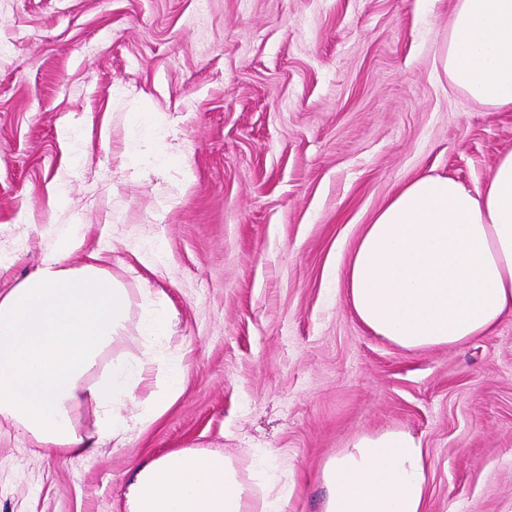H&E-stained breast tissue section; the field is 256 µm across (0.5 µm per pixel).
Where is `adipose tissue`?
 <instances>
[{
    "mask_svg": "<svg viewBox=\"0 0 512 512\" xmlns=\"http://www.w3.org/2000/svg\"><path fill=\"white\" fill-rule=\"evenodd\" d=\"M443 69L470 99L512 110V0H456ZM66 245L0 293V418L47 452L89 457L125 439L128 403L148 423L181 389L164 349L171 316L149 290L132 298L89 252L67 261ZM351 308L375 336L407 350L459 345L495 331L512 313V151L488 179L470 185L424 175L396 189L366 225L351 256ZM139 317H132V310ZM139 356L117 353L128 322ZM163 375V394L151 379ZM93 406L96 429L76 416ZM322 512H427L429 465L420 440L391 429L362 434L327 459ZM286 495L264 460L243 474L221 450L183 448L136 464L126 512H282Z\"/></svg>",
    "mask_w": 512,
    "mask_h": 512,
    "instance_id": "obj_1",
    "label": "adipose tissue"
}]
</instances>
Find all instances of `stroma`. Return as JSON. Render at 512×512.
<instances>
[{
    "label": "stroma",
    "instance_id": "1",
    "mask_svg": "<svg viewBox=\"0 0 512 512\" xmlns=\"http://www.w3.org/2000/svg\"><path fill=\"white\" fill-rule=\"evenodd\" d=\"M454 4L0 0V290L88 225L70 266L102 251L161 297L181 367L174 403L89 459L0 419V512H124L132 466L182 448L267 455L284 512H322V463L388 429L421 442L428 512H512V314L405 350L345 288L396 187L512 151V111L441 67Z\"/></svg>",
    "mask_w": 512,
    "mask_h": 512
}]
</instances>
